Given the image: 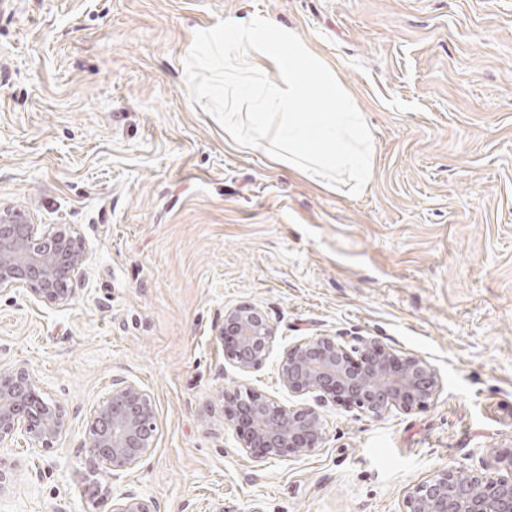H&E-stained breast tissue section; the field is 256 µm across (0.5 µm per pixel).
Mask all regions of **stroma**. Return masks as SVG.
<instances>
[{"label": "stroma", "instance_id": "1", "mask_svg": "<svg viewBox=\"0 0 512 512\" xmlns=\"http://www.w3.org/2000/svg\"><path fill=\"white\" fill-rule=\"evenodd\" d=\"M262 16L336 69L373 134L362 193L236 145L186 58L219 19ZM69 227L87 260L64 309L0 293V363L30 368L69 428L0 445V512H109L77 453L113 375L157 437L116 484L160 512H401L441 467L512 448V0H0V208ZM275 329L260 369L224 355V310ZM328 334L425 358L430 405L322 407L312 454L256 461L225 390L291 407L283 352Z\"/></svg>", "mask_w": 512, "mask_h": 512}]
</instances>
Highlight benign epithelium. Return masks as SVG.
Wrapping results in <instances>:
<instances>
[{
    "label": "benign epithelium",
    "mask_w": 512,
    "mask_h": 512,
    "mask_svg": "<svg viewBox=\"0 0 512 512\" xmlns=\"http://www.w3.org/2000/svg\"><path fill=\"white\" fill-rule=\"evenodd\" d=\"M87 260L80 238L69 229L41 231L18 211H0V291L24 288L34 300L56 308L72 301L70 287ZM218 336L241 372L260 368L275 341L274 327L253 303L224 310ZM279 381L289 394H312L317 406L284 408L254 392H224V421L241 447L259 461L300 458L323 447L326 428L318 408L329 403L357 409L372 419L396 410L428 406L438 378L424 358L405 356L374 337L348 346L334 336L303 339L284 350ZM63 407L43 402L38 377L24 366H0V444L25 439L47 450L68 430ZM152 394L128 377L88 410L78 454L95 469L117 475L135 467L155 442ZM404 512H512V455L508 474L488 466L480 473L440 469L405 498ZM110 512H158L157 502L132 490L112 494Z\"/></svg>",
    "instance_id": "benign-epithelium-1"
}]
</instances>
